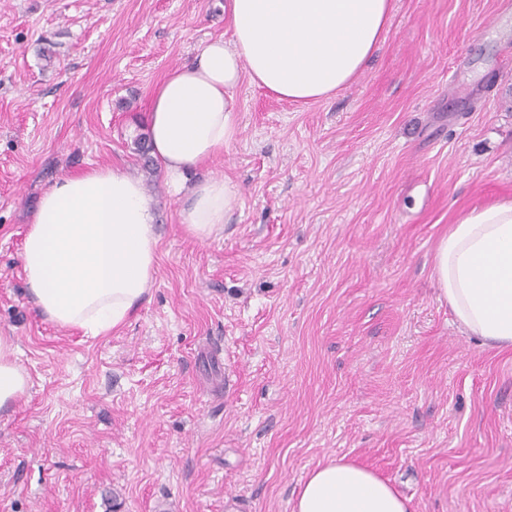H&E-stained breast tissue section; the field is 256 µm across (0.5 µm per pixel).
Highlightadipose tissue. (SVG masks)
<instances>
[{"label":"adipose tissue","mask_w":512,"mask_h":512,"mask_svg":"<svg viewBox=\"0 0 512 512\" xmlns=\"http://www.w3.org/2000/svg\"><path fill=\"white\" fill-rule=\"evenodd\" d=\"M393 0H224L230 39L204 43L170 71L148 110L151 154L184 193L185 229L201 241L223 232L236 197L227 179L187 175L240 133L242 82L289 102H319L364 69L385 34ZM156 203L118 166L95 165L39 198L20 263L42 315L97 337L125 325L158 273ZM433 269L461 330L512 349V199L462 212L438 241ZM30 376L13 337L0 334V410L27 392ZM292 512H412L384 478L354 462L318 464L300 483Z\"/></svg>","instance_id":"obj_1"}]
</instances>
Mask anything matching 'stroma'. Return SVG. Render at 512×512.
I'll return each mask as SVG.
<instances>
[{
	"mask_svg": "<svg viewBox=\"0 0 512 512\" xmlns=\"http://www.w3.org/2000/svg\"><path fill=\"white\" fill-rule=\"evenodd\" d=\"M503 2L396 0L325 101L242 83L238 140L197 172L239 193L201 241L137 142L219 0H0V333L31 377L0 412V512H291L330 458L413 512H512V351L461 333L433 274L460 211L512 199ZM94 164L141 179L160 240L148 295L90 338L37 311L19 254Z\"/></svg>",
	"mask_w": 512,
	"mask_h": 512,
	"instance_id": "obj_1",
	"label": "stroma"
}]
</instances>
